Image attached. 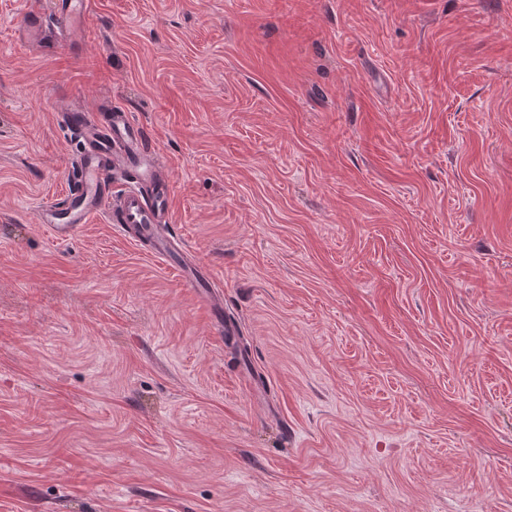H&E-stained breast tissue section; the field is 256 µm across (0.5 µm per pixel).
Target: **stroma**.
Returning <instances> with one entry per match:
<instances>
[{
  "instance_id": "obj_1",
  "label": "stroma",
  "mask_w": 512,
  "mask_h": 512,
  "mask_svg": "<svg viewBox=\"0 0 512 512\" xmlns=\"http://www.w3.org/2000/svg\"><path fill=\"white\" fill-rule=\"evenodd\" d=\"M0 0V512H512V0ZM131 112L224 315L96 215ZM18 27L20 37L28 42H45L49 25L59 29L71 42H81L91 0H30ZM63 123L80 143L72 185L61 205L42 206L36 222L59 242L71 240L82 224L100 212H109L115 224L133 230L149 242L156 254L171 260L180 254L166 230L170 202L165 193L145 196L138 184L153 183L158 174V155L151 149L142 126L120 109L89 112L74 108L62 113ZM135 179L125 192H112L116 184Z\"/></svg>"
}]
</instances>
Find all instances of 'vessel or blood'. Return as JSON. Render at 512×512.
<instances>
[{
    "label": "vessel or blood",
    "mask_w": 512,
    "mask_h": 512,
    "mask_svg": "<svg viewBox=\"0 0 512 512\" xmlns=\"http://www.w3.org/2000/svg\"><path fill=\"white\" fill-rule=\"evenodd\" d=\"M91 11L92 0H29L18 32L25 41L42 42L53 26L78 42ZM62 121L80 144L72 184L62 204L38 210L37 223L54 240L66 242L92 216L106 212L121 229L133 230L137 238L149 242L156 254L172 259L178 249L166 230L169 197L162 192L147 196L140 189L141 184L155 182L158 174V155L142 126L129 112L112 108L104 112L74 108L63 112ZM123 181L127 189L115 193V185Z\"/></svg>",
    "instance_id": "1"
}]
</instances>
